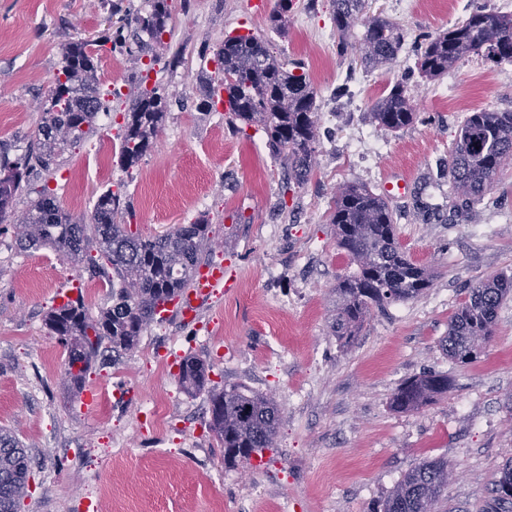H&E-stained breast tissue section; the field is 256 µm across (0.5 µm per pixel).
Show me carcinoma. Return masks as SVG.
Segmentation results:
<instances>
[{
	"label": "carcinoma",
	"instance_id": "carcinoma-1",
	"mask_svg": "<svg viewBox=\"0 0 512 512\" xmlns=\"http://www.w3.org/2000/svg\"><path fill=\"white\" fill-rule=\"evenodd\" d=\"M176 0H150L151 9L138 13L112 5L123 13L119 25L97 39L68 43L61 56L42 118L27 154L10 160L0 154V224L9 223L19 250L48 248L72 264L88 262L92 271L112 288V306L91 317L81 299L67 300L45 317L50 333L66 353L64 385L78 399L93 362L110 350L114 355L133 350L143 332L183 291L204 264L211 250L209 224H174L165 233L144 236L127 224L128 203L108 190L99 195L90 222L80 224L59 205L48 185L32 178L56 158L78 146L97 115L108 111L109 98H121L118 89L102 87L98 74L99 51L134 57L144 72L155 69L161 57L151 43L163 44L171 34ZM367 0H332V21L337 48L355 51L364 67L393 63L407 33L397 22L366 13ZM292 0H275L270 19L281 35L288 31ZM362 27V32L355 31ZM213 54L214 73H200L207 107L218 93L228 95L232 126L241 123L264 130L270 153L282 160L288 178L306 182L313 171L320 126L316 91L303 67L273 54L269 43L250 33L228 34L215 45H203L198 55ZM481 56L512 63V14L473 9L467 18L443 33L428 34L416 49L415 67L425 80H436L464 58ZM149 62H143V58ZM138 79L121 144V163L135 167L151 149L167 111L160 86H144ZM376 125L395 132L413 124L416 111L408 87L398 82L370 107ZM507 166L512 167V112L482 109L468 113L448 154V182L454 197L476 203L490 192ZM34 193L27 213L17 219L16 197ZM329 221L336 227L339 248L356 269L336 281L332 289V335L351 345L373 310L415 300L431 286L432 272L408 256L399 242L396 218L386 199L366 187L349 183L333 197ZM512 297V274L495 275L467 289L448 321L442 349L450 360L469 364L484 354L493 338L498 311ZM209 365L187 357L179 364L178 380L189 392L209 396L208 426L224 448V466L234 468L273 447L280 410L275 401L243 384L219 386L209 378ZM448 375L430 371L404 381L392 406L417 410L448 393ZM30 458L16 433L0 428V512H18L26 489ZM448 462L425 461L397 483L381 512H438L448 487ZM484 512H512V460L495 480Z\"/></svg>",
	"mask_w": 512,
	"mask_h": 512
}]
</instances>
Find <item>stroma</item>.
I'll return each mask as SVG.
<instances>
[{
    "mask_svg": "<svg viewBox=\"0 0 512 512\" xmlns=\"http://www.w3.org/2000/svg\"><path fill=\"white\" fill-rule=\"evenodd\" d=\"M370 3L407 30L405 62L370 70L340 54L330 0H293L283 37L247 0H191L189 10H176L158 49L182 51L184 64L149 73L170 106L147 155L129 170L120 164L122 97L47 173L77 220L89 219L107 190L129 200L146 236L207 218L218 243L208 264L234 276L231 292L206 298L194 321L167 313L120 360L108 351L98 357L86 390L123 397L106 417L71 401L64 367L47 374L40 365L42 351L59 346L46 313L85 296L94 276L46 249L18 251L11 226H0V250L10 256L0 264V426L17 433L33 468L20 512H106L98 496L107 490L120 512H379L396 483L431 459L452 472L441 512H483L512 460V299L476 361L452 362L441 341L465 288L512 272V168L464 212L448 190L446 161L468 112L512 111V63L472 56L426 83L409 55L420 35L447 31L473 6L512 14V0ZM109 10L110 0H0V148L10 156L24 152L65 46L100 36ZM244 27L269 40L278 57L325 70L315 86L320 144L304 185L285 186L261 129H234L224 110L200 105L198 72L215 69L199 59L200 45ZM401 80L419 118L386 134L383 157L367 167L354 140L374 132L372 102ZM102 144L109 159L97 166L90 156ZM390 176L411 183L391 201L397 235L431 269L433 283L419 299L373 312L344 347L329 327L330 292L353 267L328 222L332 197L346 183L378 190ZM35 272L49 287L25 289ZM189 356L209 364L215 383L274 397L281 420L272 448L225 468L208 429L207 393L187 392L177 380ZM428 370L447 374V394L416 411L393 410L397 386ZM156 401L168 419L152 429L146 414Z\"/></svg>",
    "mask_w": 512,
    "mask_h": 512,
    "instance_id": "1",
    "label": "stroma"
}]
</instances>
